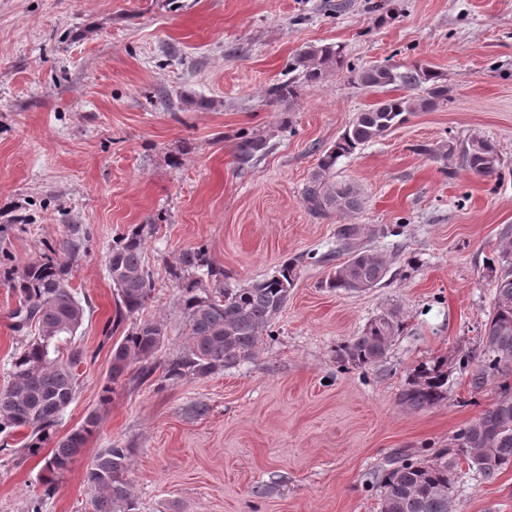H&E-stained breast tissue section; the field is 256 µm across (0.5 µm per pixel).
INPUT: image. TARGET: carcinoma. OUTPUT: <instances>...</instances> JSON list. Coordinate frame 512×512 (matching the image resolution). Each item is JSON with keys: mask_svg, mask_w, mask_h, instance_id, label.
Here are the masks:
<instances>
[{"mask_svg": "<svg viewBox=\"0 0 512 512\" xmlns=\"http://www.w3.org/2000/svg\"><path fill=\"white\" fill-rule=\"evenodd\" d=\"M344 65L341 51L332 46L311 45L289 64V70L302 71L307 82L323 79L330 67ZM354 82L367 89L391 85L416 90L428 86L427 95L390 97L359 112L336 142L320 157L303 192V202L315 214L355 213L362 207V196L350 184L336 183L333 170L342 157H348L366 144L383 138L409 120L417 111L434 108L448 100V87L441 75L423 64L405 70L376 64L354 72ZM298 85L292 80L272 87L277 100H293ZM266 141L246 136L238 142L237 160L250 163L263 152ZM461 167L473 174L491 178L498 173L500 159L488 140L472 138L460 148ZM146 225L138 224L118 238L106 256V272L117 292L116 321L135 317L145 307L152 292V275L145 264L143 248ZM365 230L358 224H340L336 229V250L313 256L315 263L332 264L324 287L338 292L362 291L381 286L390 271L388 260L367 248ZM496 263L489 266L494 279L492 310L484 325L478 347L448 360L436 358L417 365L400 393V405L410 410H427L448 399V380L459 369L468 376L472 393L495 387L498 395L489 408L456 433L445 448L436 449L430 458L399 453L389 458L379 474L380 512H455V496L460 472L456 456L462 454L468 466L487 483L512 467V229L501 233ZM346 256V260L335 259ZM77 258L76 245L65 242L60 253H51L25 266L22 271L3 272L19 294V304L11 312L16 326H37L38 336L29 341L12 360L13 380L0 389V434L29 430L23 449L34 452L51 442L45 470L61 474L69 470L102 415L91 412L84 422L66 435L55 437L52 428L72 402L78 383V368L85 351L71 347L60 354V341L77 333L85 309L74 295L69 272ZM301 260L293 258L272 275L240 288L224 287V270L212 266L205 249L187 250L170 276L181 288L180 302L186 317L190 347L188 353L164 363L155 356L166 336L160 320L131 323L123 339L112 346L111 384L138 369L130 380L142 382L157 369L163 378L176 380L191 373L207 376L249 360L256 353L260 337L270 328L285 307L294 287ZM201 271L215 282V292L200 294L199 282H185V272ZM404 321L398 308H391L369 321L360 335L344 344L340 362L353 367H376L383 363L395 338L403 332ZM103 387L100 406H106L113 391ZM130 449L113 446L102 449L87 470L85 482L92 494V512H137L130 484L125 477Z\"/></svg>", "mask_w": 512, "mask_h": 512, "instance_id": "carcinoma-1", "label": "carcinoma"}]
</instances>
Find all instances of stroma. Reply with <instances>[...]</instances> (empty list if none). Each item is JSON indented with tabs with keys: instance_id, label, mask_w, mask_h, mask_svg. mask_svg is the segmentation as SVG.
<instances>
[{
	"instance_id": "1",
	"label": "stroma",
	"mask_w": 512,
	"mask_h": 512,
	"mask_svg": "<svg viewBox=\"0 0 512 512\" xmlns=\"http://www.w3.org/2000/svg\"><path fill=\"white\" fill-rule=\"evenodd\" d=\"M376 1L0 0V260L19 270L76 241L70 284L85 316L74 342L89 357L54 432L105 410L44 512H89L86 471L113 445L131 451L137 512H379L391 453L429 456L493 402L458 371L435 408L406 409L399 395L419 363L476 348L491 309L487 266L512 226V0ZM310 45L340 48L344 68L302 84L294 102L270 98ZM383 63L429 65L448 100L339 161L333 178L358 186V212L314 215L303 189L322 152L357 112L403 93L352 81L351 68ZM246 134L268 150L243 167ZM475 136L496 144L498 178L460 168L459 146ZM344 223L373 228L367 245L390 264L383 285L337 293L321 285L327 266L301 265L252 359L205 377L124 380L101 405L128 330L112 324L105 260L130 227H154L141 316L166 324L157 357L168 360L189 348L169 276L183 251L205 248L239 288L334 250ZM17 304L0 277V388L36 333L15 330ZM394 306L404 329L383 365L340 362V346ZM23 438L0 437V512L44 494L51 448L28 454ZM458 468L457 512H512V468L491 484Z\"/></svg>"
}]
</instances>
